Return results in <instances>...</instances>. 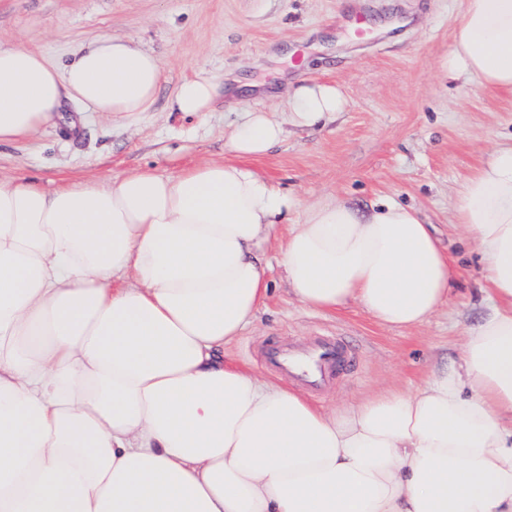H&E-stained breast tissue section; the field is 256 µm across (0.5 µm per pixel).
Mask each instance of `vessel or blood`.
Wrapping results in <instances>:
<instances>
[{"label":"vessel or blood","mask_w":512,"mask_h":512,"mask_svg":"<svg viewBox=\"0 0 512 512\" xmlns=\"http://www.w3.org/2000/svg\"><path fill=\"white\" fill-rule=\"evenodd\" d=\"M349 357L342 344L334 339L321 338L308 348H285L271 345L265 352L266 367L282 370L312 388L330 383L344 370Z\"/></svg>","instance_id":"vessel-or-blood-1"}]
</instances>
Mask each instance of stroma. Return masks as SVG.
I'll return each instance as SVG.
<instances>
[{
	"instance_id": "35a3bbf8",
	"label": "stroma",
	"mask_w": 512,
	"mask_h": 512,
	"mask_svg": "<svg viewBox=\"0 0 512 512\" xmlns=\"http://www.w3.org/2000/svg\"><path fill=\"white\" fill-rule=\"evenodd\" d=\"M464 0H0V46L36 49L67 63L102 36L130 41L163 62L151 111L106 117L65 105L26 140L0 145V179L54 189L107 183L150 168L175 175L224 160V144L251 109L283 123L285 137L252 169L303 203L325 197L366 209L389 197L418 209L454 262L448 302L426 324L387 328L357 304L322 311L290 293L277 260L269 296L225 356L259 377V347L288 338L338 336L351 363L338 382L309 393L338 409L379 389H411L460 357L465 333L486 311V273L455 219L464 180L512 138V92L451 82L442 62ZM369 31L358 40L356 19ZM204 72L228 86L256 83L245 99L216 98L206 112L173 111L184 78ZM336 85L344 112L327 125L289 121L288 89Z\"/></svg>"
}]
</instances>
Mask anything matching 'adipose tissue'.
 <instances>
[{
	"label": "adipose tissue",
	"mask_w": 512,
	"mask_h": 512,
	"mask_svg": "<svg viewBox=\"0 0 512 512\" xmlns=\"http://www.w3.org/2000/svg\"><path fill=\"white\" fill-rule=\"evenodd\" d=\"M443 70L512 92V0H465ZM163 75L110 37L61 69L0 47V144L68 100L149 111ZM219 90L196 75L173 107L208 111ZM343 109L333 85L288 94L298 126ZM284 135L253 110L226 160L175 176L0 180V512H512V142L455 205L488 300L460 360L327 411L224 359L268 295V248L302 304L355 302L389 328L427 322L456 270L414 208L305 205L248 166Z\"/></svg>",
	"instance_id": "1"
}]
</instances>
